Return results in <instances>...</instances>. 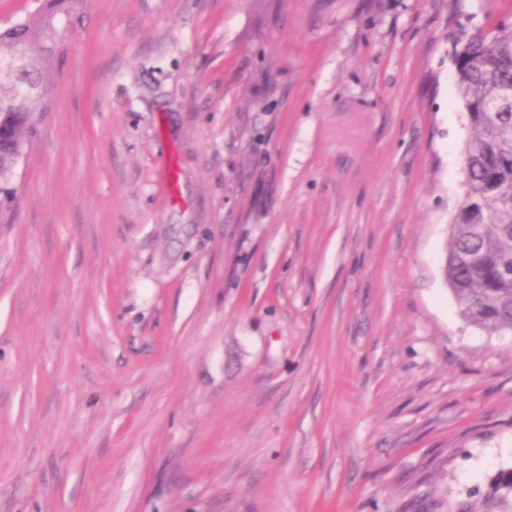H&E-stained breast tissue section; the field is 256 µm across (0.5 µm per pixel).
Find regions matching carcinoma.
Listing matches in <instances>:
<instances>
[{
    "label": "carcinoma",
    "mask_w": 512,
    "mask_h": 512,
    "mask_svg": "<svg viewBox=\"0 0 512 512\" xmlns=\"http://www.w3.org/2000/svg\"><path fill=\"white\" fill-rule=\"evenodd\" d=\"M85 0H40L0 29V185L13 180L34 133V118L53 82L69 24ZM454 82L474 133L464 154L465 193L450 220L442 276L464 322L490 335H512V26L477 31L454 57ZM448 512H512V466L466 494Z\"/></svg>",
    "instance_id": "1"
}]
</instances>
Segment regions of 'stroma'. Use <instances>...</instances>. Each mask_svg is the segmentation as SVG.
Segmentation results:
<instances>
[{"instance_id":"obj_1","label":"stroma","mask_w":512,"mask_h":512,"mask_svg":"<svg viewBox=\"0 0 512 512\" xmlns=\"http://www.w3.org/2000/svg\"><path fill=\"white\" fill-rule=\"evenodd\" d=\"M512 0H88L0 194V512H427L512 464L441 275L452 49Z\"/></svg>"}]
</instances>
